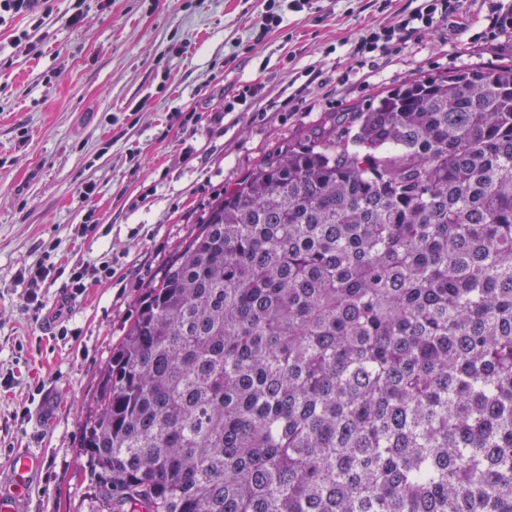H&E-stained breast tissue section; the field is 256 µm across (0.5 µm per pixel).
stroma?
Listing matches in <instances>:
<instances>
[{
    "mask_svg": "<svg viewBox=\"0 0 512 512\" xmlns=\"http://www.w3.org/2000/svg\"><path fill=\"white\" fill-rule=\"evenodd\" d=\"M494 3L512 6L455 0L434 30L363 64L351 45L417 0H50L40 23L0 16V361L14 374L0 387V481L16 453L40 457L25 512H89L82 411L211 204L387 90L511 63L512 33L483 34ZM268 10L283 22L264 34ZM247 84L248 110L225 111ZM50 263L86 267V288L48 278L32 311L21 274Z\"/></svg>",
    "mask_w": 512,
    "mask_h": 512,
    "instance_id": "35a3bbf8",
    "label": "stroma"
}]
</instances>
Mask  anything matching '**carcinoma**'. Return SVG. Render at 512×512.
Listing matches in <instances>:
<instances>
[{
  "label": "carcinoma",
  "mask_w": 512,
  "mask_h": 512,
  "mask_svg": "<svg viewBox=\"0 0 512 512\" xmlns=\"http://www.w3.org/2000/svg\"><path fill=\"white\" fill-rule=\"evenodd\" d=\"M91 512H512V63L265 157L86 405Z\"/></svg>",
  "instance_id": "cac0c4a2"
}]
</instances>
